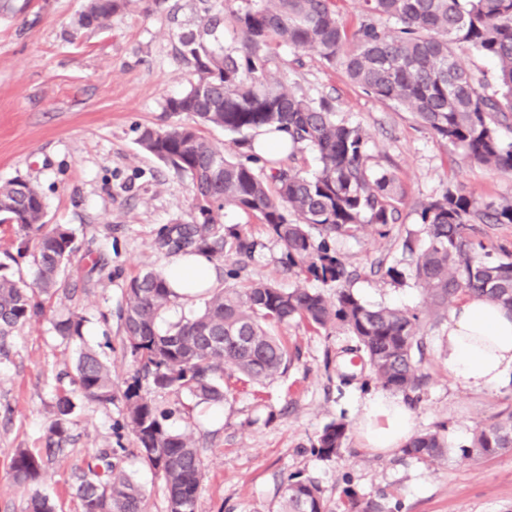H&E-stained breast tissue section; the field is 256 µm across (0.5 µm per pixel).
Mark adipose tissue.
Segmentation results:
<instances>
[{
	"instance_id": "1",
	"label": "adipose tissue",
	"mask_w": 512,
	"mask_h": 512,
	"mask_svg": "<svg viewBox=\"0 0 512 512\" xmlns=\"http://www.w3.org/2000/svg\"><path fill=\"white\" fill-rule=\"evenodd\" d=\"M164 275L184 300L194 299L215 279L211 263L199 255L177 257ZM440 357L449 376L469 388L500 386L512 377V311L485 297L465 296L449 314ZM414 427L412 411L394 397L367 400L359 417L369 447L383 452L401 447Z\"/></svg>"
}]
</instances>
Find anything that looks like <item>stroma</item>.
Masks as SVG:
<instances>
[{
    "label": "stroma",
    "instance_id": "obj_1",
    "mask_svg": "<svg viewBox=\"0 0 512 512\" xmlns=\"http://www.w3.org/2000/svg\"><path fill=\"white\" fill-rule=\"evenodd\" d=\"M252 4L135 0L105 27L79 30L75 20L85 0H0V183L20 177L36 186L46 223L68 225L78 247L64 291L45 297L43 315L17 328L8 355L0 357V512H25L29 493L14 483L10 461L16 449L38 454L45 448L56 390L77 357L53 322L71 311L85 317L86 342L112 366L114 398L103 406L74 395L69 440L38 490L57 512H81L75 474L98 449L111 448L145 487L146 512H167L160 480L143 467L123 426L124 393L136 367L117 313L131 277L172 262L158 246L159 234L191 222L194 201L189 177L144 153L137 138L140 127L172 124L167 99L197 79L180 35L202 31L216 17L220 24L208 42L221 54L240 55L234 17ZM268 56L269 80L309 100H328L337 122L364 132L369 167L397 176L404 192L399 223L363 225L333 246L354 271L351 289L366 305L420 312L424 295L404 243L426 239L421 207L449 187L484 204L512 201V173L470 161L413 113L366 94L340 65L313 51L280 45ZM222 222L257 243L233 288L258 280L286 290L305 286L303 276L283 266L282 244L258 217L228 207ZM386 266L399 271L398 280L383 274ZM447 333V318L421 319L425 385L408 403L416 431L445 426L451 450L438 463L369 448L356 423L366 400L383 389L353 363V339L339 326L277 328L293 357L287 371L262 384L229 380L221 403L198 405L187 393L151 388L159 407L180 408L171 428L203 450L195 512H276L284 483L298 473L320 486L336 512L353 497L377 501L388 512H512V450L490 458L456 451L477 427L512 412V381L478 391L449 377L439 356ZM341 418L352 425L344 448L318 455V436Z\"/></svg>",
    "mask_w": 512,
    "mask_h": 512
}]
</instances>
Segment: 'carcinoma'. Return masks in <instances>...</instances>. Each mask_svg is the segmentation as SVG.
Returning a JSON list of instances; mask_svg holds the SVG:
<instances>
[{"mask_svg": "<svg viewBox=\"0 0 512 512\" xmlns=\"http://www.w3.org/2000/svg\"><path fill=\"white\" fill-rule=\"evenodd\" d=\"M332 0H257L236 16L244 54L221 56L203 33L181 36L194 61L197 81L167 99L165 111L186 114L189 122L166 128L145 126L143 151L190 177L195 215L190 224L165 227L159 246L172 253L218 259L226 252L251 257L255 241L220 224L222 211L234 207L257 215L283 245V263L307 280L336 284V301L311 288L284 290L260 281L244 291H213L194 314L166 331L159 323L178 298L163 273L144 270L131 278L120 308L123 342L139 371L157 388L175 387L200 402L224 400L219 380L240 375L262 383L284 372L291 355L271 328L299 320L326 329L345 327L354 351L384 389L405 396L421 386L423 343L416 313L368 307L345 287L349 272L329 241L351 234L363 223L385 227L400 219L403 202L396 176L366 165L367 140L357 127L333 119L324 102L316 105L267 79L265 50L272 44L309 49L340 64L349 80L381 101L415 114L435 135L481 165L512 172V142L498 129L512 125V0H357L364 19L348 33ZM131 0H88L78 16L80 29L105 26ZM392 19L397 28H382ZM465 46L491 59L495 85L463 67L456 50ZM231 132L267 128L288 134L295 144L314 147L320 170L308 177L295 166L260 158L232 160L201 135L200 127ZM45 202L34 186L18 189L17 180L0 184V224L15 228L17 252L32 253L36 287L3 273L0 265V355L7 353L13 330L43 313L38 294L56 293L76 252L72 230L44 222ZM427 242L415 252V278L425 294L424 313L437 315L461 294L485 296L512 310V253L493 257L496 248L475 238L477 224H512V202L484 207L471 195L448 189L423 206ZM85 318L76 313L55 322L58 335L81 345L70 384L101 404L112 402L110 363L85 345ZM125 427L134 436L141 462L162 482L167 512H195L203 471L202 449L192 437L172 430L175 411L158 409L149 392L134 380L125 393ZM73 410L71 392L59 390L45 454L16 451L14 482L26 489L49 477L63 451ZM350 424L340 418L324 427L317 451L331 457L344 447ZM512 448V413L476 431L460 446L464 456L492 457ZM411 458H447L444 428L426 430L401 448ZM103 450L96 463L75 474L74 492L82 512H146L140 485ZM28 512H55L38 492ZM277 512H333L320 487L299 474L284 486Z\"/></svg>", "mask_w": 512, "mask_h": 512, "instance_id": "obj_1", "label": "carcinoma"}]
</instances>
